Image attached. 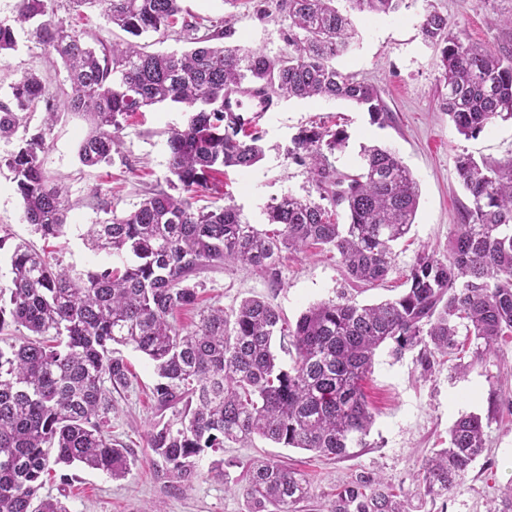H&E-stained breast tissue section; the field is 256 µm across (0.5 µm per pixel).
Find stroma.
I'll list each match as a JSON object with an SVG mask.
<instances>
[{"label": "stroma", "mask_w": 512, "mask_h": 512, "mask_svg": "<svg viewBox=\"0 0 512 512\" xmlns=\"http://www.w3.org/2000/svg\"><path fill=\"white\" fill-rule=\"evenodd\" d=\"M407 8L382 17H357L360 41L335 65L356 80L377 86L388 113L376 121L363 109L342 100L321 98L277 99V109L256 120L263 134L265 157L249 171L228 170L224 190L201 198V205L218 208L232 199L249 223L265 228L267 208L286 194L315 195L305 166L287 157L292 137L316 124L343 131L346 143L329 160L342 174L357 173L362 146L380 145L395 151L419 186V205L409 234L394 248L392 269L377 285L350 280L335 252L314 245L284 253L277 279L241 266L221 265L201 270L193 279L199 306L238 308L243 299L258 297L295 323L313 303L345 295L361 304L397 297L418 251L437 256L448 253V240L461 221L467 193L460 182L455 159L466 153L490 162L512 159V120H495L478 137L460 135L443 107L438 84L439 53L424 43L419 26L427 7L447 16L450 28H462L468 38L498 54L512 52V0H407ZM184 15L229 20L228 46L278 56L285 49L288 19L273 0H180ZM16 46L0 54V100L11 87L34 74L43 81L59 114L46 136L44 169L62 179L68 190L66 236L43 242L23 219L20 196L14 189L6 159L19 138L0 140V281L8 278V247L25 241L50 247L63 265L87 273L111 264L104 252H93L82 236L99 223L106 210L123 214L139 204L146 192L166 188L171 131L183 128L187 115L174 104L147 108L125 124L121 146L112 163L83 166L78 145L90 129L89 121L69 108L71 85L60 58L16 29ZM121 354L132 373L129 388L115 392L110 415L114 440L127 447L136 460L131 471L113 479L98 471L72 468L67 480L45 477L42 496L62 499L69 512H246L242 494L225 489L223 482L199 480L183 487L171 481L153 461L147 433L156 419L152 388L156 376L151 363L132 348ZM452 360L423 372L417 352L394 359L379 349L363 390L375 416L367 447L354 457L330 461L311 452L285 448L257 438L246 446L228 444L225 459L234 461L231 478H238L241 463L276 457L288 461L307 480L312 494L300 503V512H326L337 486L360 473L376 472L408 501L415 512H487L501 505L512 486V341L475 362L463 374L454 373ZM487 418V448L446 500L420 498L416 475L423 459L448 445V430L464 414Z\"/></svg>", "instance_id": "stroma-1"}]
</instances>
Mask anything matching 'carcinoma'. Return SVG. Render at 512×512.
<instances>
[{"label":"carcinoma","instance_id":"carcinoma-1","mask_svg":"<svg viewBox=\"0 0 512 512\" xmlns=\"http://www.w3.org/2000/svg\"><path fill=\"white\" fill-rule=\"evenodd\" d=\"M405 0H276L288 16L285 51L270 58L258 50L226 47L224 25L202 18L179 20V0H17L14 24L62 59L74 90L73 111L90 130L78 147L82 165L111 160L127 118L143 108L181 104L184 128L168 137V189L147 194L137 208L114 214L86 231L94 252L115 263L74 275L45 250L21 242L10 254L9 278L0 284V333L22 327L19 342L0 345V512H68L57 498L39 495L53 465L97 470L113 479L134 460L108 430L112 391L130 386L129 370L115 347H131L153 365L152 394L160 419L148 447L164 474L189 485L228 480L224 459L207 467L208 453L224 444L263 438L329 460L367 447L374 416L362 382L372 373L376 350L390 345L395 359L419 350L426 372L433 357L459 359L454 371L494 353L512 335V160L504 164L456 158L457 175L470 196L462 223L448 241V255L422 250L406 275L407 288L392 300L360 305L343 297L314 303L295 326H285L267 302L248 298L229 313L209 307L194 328L174 323L197 295L191 277L204 267L240 263L276 274L285 251L311 245L336 251L348 276L376 284L391 270L393 245L414 224L418 185L396 153L365 146L363 164L340 174L329 156L344 138L321 127L303 128L288 157L306 164L319 199L288 194L269 206L272 230L246 222L233 204L196 208L195 197L216 185L225 169L248 170L264 156L260 132L250 120L224 111V97L243 86L283 98L349 101L384 116L380 91L333 65L358 37L356 15H390ZM103 7L112 25L131 40L95 49L56 18L57 11ZM180 26L193 47L181 54L146 53L135 39ZM424 42L440 49L438 82L443 105L459 134L476 138L497 118L512 119V54L500 55L454 32L448 18L426 10ZM44 104V129L21 140L7 161L23 202L24 219L44 240L67 229V190L50 179L41 153L58 119L53 97L35 75L11 87L0 102V139L27 127ZM346 205L348 223L332 220ZM294 350L284 365L276 337ZM486 448L482 418L460 417L449 446L418 470L423 496L448 495ZM235 480L247 512H296L309 498L301 473L270 460L241 465ZM328 512H409L376 473L359 475L336 492Z\"/></svg>","mask_w":512,"mask_h":512}]
</instances>
